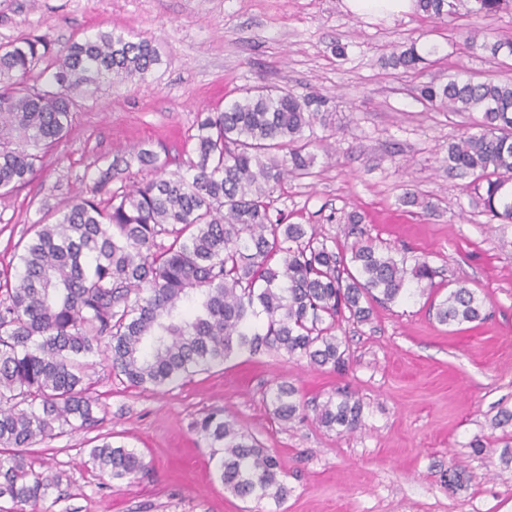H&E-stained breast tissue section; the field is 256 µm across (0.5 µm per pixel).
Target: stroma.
Wrapping results in <instances>:
<instances>
[{
  "label": "stroma",
  "mask_w": 512,
  "mask_h": 512,
  "mask_svg": "<svg viewBox=\"0 0 512 512\" xmlns=\"http://www.w3.org/2000/svg\"><path fill=\"white\" fill-rule=\"evenodd\" d=\"M111 29L151 40L162 62L143 79L78 96L67 136L29 184L0 199V269L15 267L32 224L64 208L114 156L143 145L186 170L198 113L267 83L322 96L329 114L312 133L328 151H316L311 175L276 187L274 210L340 250L352 241L348 216L359 214L363 233L429 263L432 293L374 304L364 323L341 319L335 334L349 360L340 372L269 350L156 392L94 363L96 423L31 450L36 470L62 477L61 496L39 512H512V469L497 456L512 446V428L491 425L512 410V224L468 209L463 180L448 175V144L467 118L416 99L421 83L462 69L510 76L512 56L470 50L455 29L415 10L375 18L343 0H0L2 45L43 35L63 46ZM419 37L438 44L439 61L420 74L387 66L396 45ZM409 191L434 211L405 204ZM459 281L484 299L483 323L433 317L431 300ZM279 382L294 385L304 407L285 426L266 403ZM341 390L362 404L351 434L323 427L312 411ZM217 409L277 455L290 489L282 505L225 490L194 427ZM106 436L140 453L148 474L117 482L87 466Z\"/></svg>",
  "instance_id": "obj_1"
}]
</instances>
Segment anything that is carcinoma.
<instances>
[{
  "instance_id": "carcinoma-1",
  "label": "carcinoma",
  "mask_w": 512,
  "mask_h": 512,
  "mask_svg": "<svg viewBox=\"0 0 512 512\" xmlns=\"http://www.w3.org/2000/svg\"><path fill=\"white\" fill-rule=\"evenodd\" d=\"M512 8V0H417L434 23L473 20L465 42L497 56L511 40H488L476 25ZM437 53L416 42L388 58L416 70ZM55 55L50 82L32 79ZM161 64L157 48L122 32L100 31L54 50L45 36L0 45V196L25 184L43 150L65 137L74 92L103 81L143 78ZM423 104L466 114L469 126L448 145V173L470 178V204L488 221L512 223V79L462 71L446 83L418 87ZM324 101L270 85L241 89L222 112L197 120V160L168 171L167 157L137 146L116 157L52 224H34L17 254L16 274L0 272V498L33 512L59 490L60 476L34 470L23 449L65 426L96 423L86 359L99 357L139 388L158 390L243 353L276 350L314 367L340 370L346 350L332 334L345 315L365 322L371 303H392L432 283L424 260L412 267L370 237L341 253L312 224L272 218L271 194L310 174L314 154L305 131L324 122ZM152 173L112 188L132 163ZM172 241L165 243L164 238ZM436 320L458 325L488 317L463 284L437 303ZM287 382L269 395L273 419L299 412ZM323 426L352 433L362 407L350 391L314 406ZM208 440L224 489L245 499L288 495L278 459L221 410L195 423ZM88 463L122 481L147 471L135 450L108 440Z\"/></svg>"
}]
</instances>
